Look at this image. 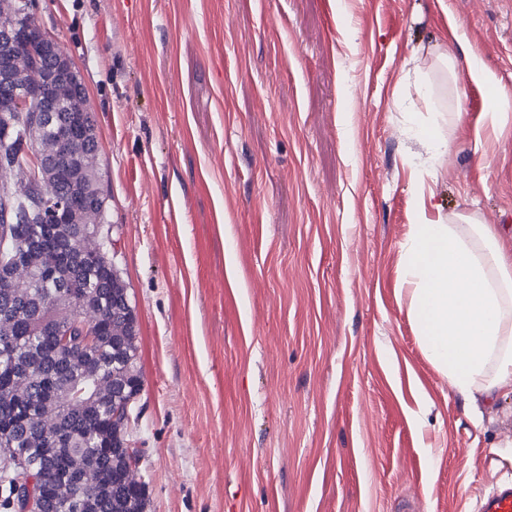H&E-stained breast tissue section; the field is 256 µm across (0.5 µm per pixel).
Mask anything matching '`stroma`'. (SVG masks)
Returning a JSON list of instances; mask_svg holds the SVG:
<instances>
[{"instance_id":"stroma-1","label":"stroma","mask_w":512,"mask_h":512,"mask_svg":"<svg viewBox=\"0 0 512 512\" xmlns=\"http://www.w3.org/2000/svg\"><path fill=\"white\" fill-rule=\"evenodd\" d=\"M35 17L96 123L146 512H476L512 482V396L452 389L399 279L419 181L428 215L512 244V118H491L512 0H36ZM434 109L464 122L429 176L412 127Z\"/></svg>"}]
</instances>
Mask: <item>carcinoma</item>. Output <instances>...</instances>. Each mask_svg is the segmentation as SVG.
Returning <instances> with one entry per match:
<instances>
[{
  "instance_id": "cac0c4a2",
  "label": "carcinoma",
  "mask_w": 512,
  "mask_h": 512,
  "mask_svg": "<svg viewBox=\"0 0 512 512\" xmlns=\"http://www.w3.org/2000/svg\"><path fill=\"white\" fill-rule=\"evenodd\" d=\"M81 135L90 151L99 150L93 117L83 118ZM28 162V141L17 137L0 151V172ZM69 182L61 176L54 191L35 202L49 212ZM44 225L32 223L26 206L15 203L9 221L0 217V267ZM29 278L0 287V506L18 512L17 485L34 478L41 497L56 512H144L145 490L131 489L119 474L130 460L125 417L142 390L136 316L120 273L86 237L84 225H56L46 250L32 253ZM100 313L93 343L81 325L80 300ZM68 337L55 348L46 330ZM64 431L67 443L54 455L44 449Z\"/></svg>"
}]
</instances>
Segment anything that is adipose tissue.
I'll return each instance as SVG.
<instances>
[{
	"instance_id": "ef3b65f1",
	"label": "adipose tissue",
	"mask_w": 512,
	"mask_h": 512,
	"mask_svg": "<svg viewBox=\"0 0 512 512\" xmlns=\"http://www.w3.org/2000/svg\"><path fill=\"white\" fill-rule=\"evenodd\" d=\"M399 277L424 352L450 386L512 393V249L493 226L433 220L420 202Z\"/></svg>"
}]
</instances>
